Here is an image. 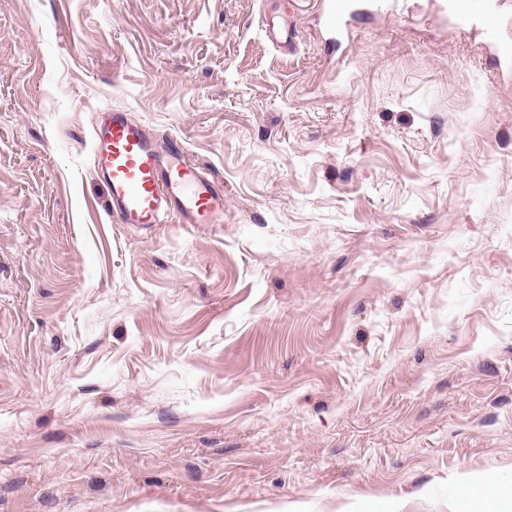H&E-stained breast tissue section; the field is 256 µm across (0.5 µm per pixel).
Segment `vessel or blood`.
Segmentation results:
<instances>
[{"label": "vessel or blood", "mask_w": 512, "mask_h": 512, "mask_svg": "<svg viewBox=\"0 0 512 512\" xmlns=\"http://www.w3.org/2000/svg\"><path fill=\"white\" fill-rule=\"evenodd\" d=\"M418 0H373L377 12L412 15ZM502 0H442L455 28H480L498 66L512 65V42L501 36ZM354 0H321L318 24L329 44L350 32ZM90 163L105 182L110 214L119 224H158L179 215L186 224L224 221V188L192 162L177 140L158 148L148 128L126 112L99 113L93 128Z\"/></svg>", "instance_id": "1"}]
</instances>
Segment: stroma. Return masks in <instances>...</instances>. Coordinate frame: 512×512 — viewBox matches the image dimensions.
<instances>
[{
	"instance_id": "1",
	"label": "stroma",
	"mask_w": 512,
	"mask_h": 512,
	"mask_svg": "<svg viewBox=\"0 0 512 512\" xmlns=\"http://www.w3.org/2000/svg\"><path fill=\"white\" fill-rule=\"evenodd\" d=\"M283 2L0 0V512H512V79ZM106 107L223 223H115Z\"/></svg>"
}]
</instances>
